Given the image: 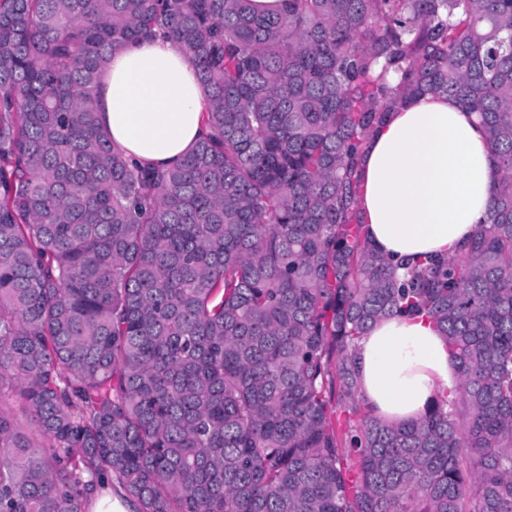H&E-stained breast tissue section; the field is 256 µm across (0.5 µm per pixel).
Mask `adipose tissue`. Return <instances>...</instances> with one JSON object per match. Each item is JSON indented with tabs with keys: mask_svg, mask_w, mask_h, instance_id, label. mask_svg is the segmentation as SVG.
<instances>
[{
	"mask_svg": "<svg viewBox=\"0 0 512 512\" xmlns=\"http://www.w3.org/2000/svg\"><path fill=\"white\" fill-rule=\"evenodd\" d=\"M207 105L193 66L162 37L115 51L99 88L113 142L150 167L177 163L198 142ZM360 211L393 263L451 256L487 223L499 173L477 117L449 96L419 95L389 112L360 160ZM360 394L391 423L417 420L458 386L448 346L420 317L391 316L358 342Z\"/></svg>",
	"mask_w": 512,
	"mask_h": 512,
	"instance_id": "1",
	"label": "adipose tissue"
}]
</instances>
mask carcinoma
I'll return each mask as SVG.
<instances>
[{"label":"carcinoma","instance_id":"cac0c4a2","mask_svg":"<svg viewBox=\"0 0 512 512\" xmlns=\"http://www.w3.org/2000/svg\"><path fill=\"white\" fill-rule=\"evenodd\" d=\"M150 36L208 97L164 171L97 112ZM425 93L477 116L499 179L464 248L400 277L357 158ZM394 315L459 374L409 424L359 396L355 347ZM5 389L0 512H86L111 475L138 512H512V0H0Z\"/></svg>","mask_w":512,"mask_h":512}]
</instances>
